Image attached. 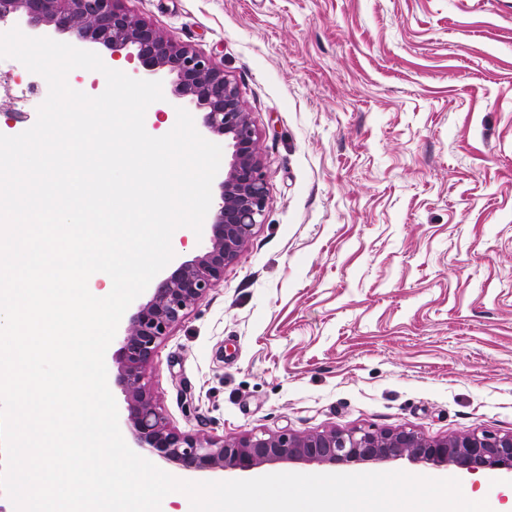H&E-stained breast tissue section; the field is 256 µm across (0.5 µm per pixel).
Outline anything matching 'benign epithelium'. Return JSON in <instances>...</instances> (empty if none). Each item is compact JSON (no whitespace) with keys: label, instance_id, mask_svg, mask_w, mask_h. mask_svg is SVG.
I'll use <instances>...</instances> for the list:
<instances>
[{"label":"benign epithelium","instance_id":"benign-epithelium-1","mask_svg":"<svg viewBox=\"0 0 512 512\" xmlns=\"http://www.w3.org/2000/svg\"><path fill=\"white\" fill-rule=\"evenodd\" d=\"M118 0H0V22L21 15L31 28L50 26L75 43L128 50L148 75H175L173 94L203 111V125L227 140L218 208L202 254L179 265L153 288L132 317L117 352L127 403L126 427L135 448L185 469L246 472L261 464L307 461L326 464L407 457L433 465L452 464L469 472L512 471V434L483 432L429 440L412 429L329 430L297 435L251 433L226 440L176 431L154 402L146 368L171 330L212 288L224 268L241 254L263 222L267 178L258 153L257 133L238 87L209 58L168 40L151 25L117 7Z\"/></svg>","mask_w":512,"mask_h":512}]
</instances>
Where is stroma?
Instances as JSON below:
<instances>
[{
  "instance_id": "stroma-1",
  "label": "stroma",
  "mask_w": 512,
  "mask_h": 512,
  "mask_svg": "<svg viewBox=\"0 0 512 512\" xmlns=\"http://www.w3.org/2000/svg\"><path fill=\"white\" fill-rule=\"evenodd\" d=\"M237 82L267 174L262 224L157 349L171 427L209 437L512 433V0H121ZM0 134L37 119L9 103ZM403 471L405 458L264 473Z\"/></svg>"
}]
</instances>
